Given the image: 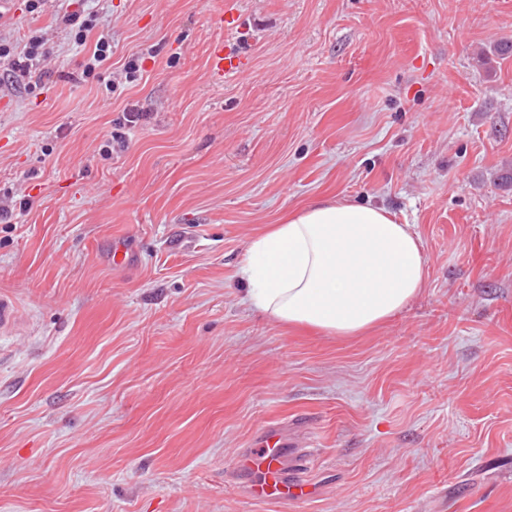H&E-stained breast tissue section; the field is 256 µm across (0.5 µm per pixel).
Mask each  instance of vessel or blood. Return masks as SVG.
I'll use <instances>...</instances> for the list:
<instances>
[{
  "label": "vessel or blood",
  "mask_w": 512,
  "mask_h": 512,
  "mask_svg": "<svg viewBox=\"0 0 512 512\" xmlns=\"http://www.w3.org/2000/svg\"><path fill=\"white\" fill-rule=\"evenodd\" d=\"M288 455V444L281 439L278 428H270L257 452L246 457L250 472L256 475L249 487L253 499L299 500L309 497L310 492L305 485L298 483L289 473Z\"/></svg>",
  "instance_id": "1"
}]
</instances>
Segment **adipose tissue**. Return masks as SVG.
<instances>
[{
    "mask_svg": "<svg viewBox=\"0 0 512 512\" xmlns=\"http://www.w3.org/2000/svg\"><path fill=\"white\" fill-rule=\"evenodd\" d=\"M243 301L290 329L358 336L423 291L427 259L410 225L362 201L324 198L285 213L246 246Z\"/></svg>",
    "mask_w": 512,
    "mask_h": 512,
    "instance_id": "obj_1",
    "label": "adipose tissue"
}]
</instances>
